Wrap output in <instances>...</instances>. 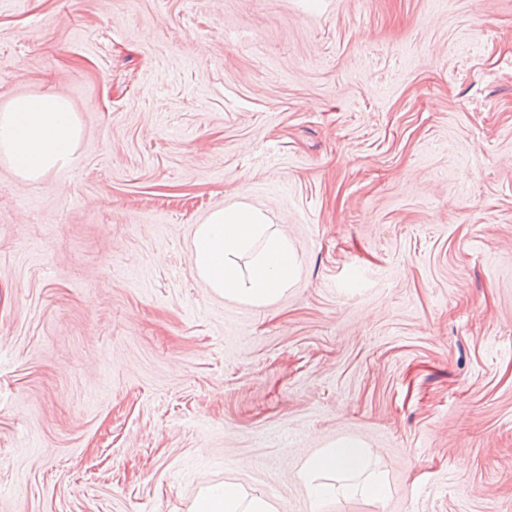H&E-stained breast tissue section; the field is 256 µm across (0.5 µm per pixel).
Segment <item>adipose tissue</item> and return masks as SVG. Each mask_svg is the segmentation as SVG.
<instances>
[{
  "mask_svg": "<svg viewBox=\"0 0 512 512\" xmlns=\"http://www.w3.org/2000/svg\"><path fill=\"white\" fill-rule=\"evenodd\" d=\"M81 136L77 115L67 97L56 93L13 97L0 108V156L25 180L40 178L74 155ZM193 269L215 293L253 307L274 303L287 292L298 271L297 255L280 234L271 231L261 211L236 203L212 212L193 238ZM366 458L360 441L341 438L310 457L303 475L310 512L326 500L361 493L383 500L391 487L382 477L362 486L349 484L363 473ZM189 512H277L270 501L230 481L204 487Z\"/></svg>",
  "mask_w": 512,
  "mask_h": 512,
  "instance_id": "ef3b65f1",
  "label": "adipose tissue"
}]
</instances>
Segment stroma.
I'll use <instances>...</instances> for the list:
<instances>
[{
  "label": "stroma",
  "instance_id": "35a3bbf8",
  "mask_svg": "<svg viewBox=\"0 0 512 512\" xmlns=\"http://www.w3.org/2000/svg\"><path fill=\"white\" fill-rule=\"evenodd\" d=\"M27 93L82 136L0 157V512H309L342 437L392 492L323 512H512V0H0ZM236 201L297 253L265 307L193 270ZM277 507L261 495L248 493L230 481L204 487L189 512H277Z\"/></svg>",
  "mask_w": 512,
  "mask_h": 512
}]
</instances>
